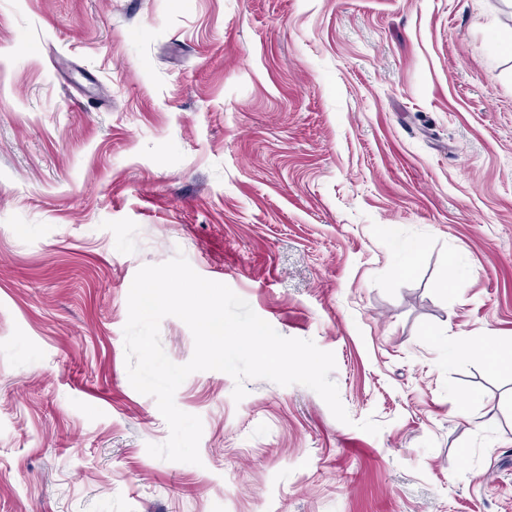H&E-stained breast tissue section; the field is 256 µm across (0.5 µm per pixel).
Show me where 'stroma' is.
Segmentation results:
<instances>
[{
  "label": "stroma",
  "mask_w": 512,
  "mask_h": 512,
  "mask_svg": "<svg viewBox=\"0 0 512 512\" xmlns=\"http://www.w3.org/2000/svg\"><path fill=\"white\" fill-rule=\"evenodd\" d=\"M510 35L512 0H0V512H512V374L448 354L512 347ZM179 254L332 352L349 423L201 371L200 464L150 456L127 300Z\"/></svg>",
  "instance_id": "1"
}]
</instances>
